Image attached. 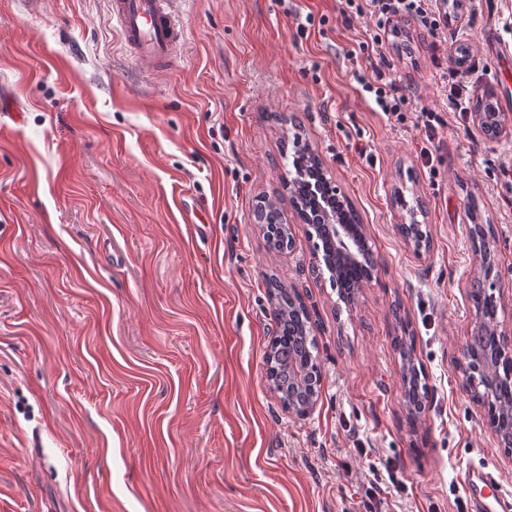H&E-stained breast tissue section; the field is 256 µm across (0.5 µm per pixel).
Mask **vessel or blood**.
<instances>
[{
    "mask_svg": "<svg viewBox=\"0 0 512 512\" xmlns=\"http://www.w3.org/2000/svg\"><path fill=\"white\" fill-rule=\"evenodd\" d=\"M112 19L140 69L152 73L167 63L184 41V29L171 0H113ZM461 483L471 512H512L495 475L486 469H466Z\"/></svg>",
    "mask_w": 512,
    "mask_h": 512,
    "instance_id": "1",
    "label": "vessel or blood"
}]
</instances>
